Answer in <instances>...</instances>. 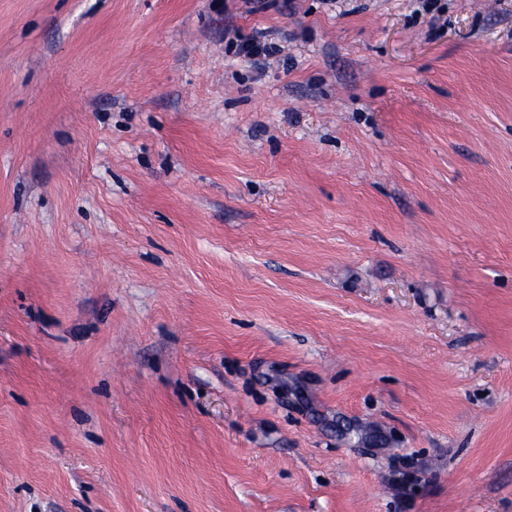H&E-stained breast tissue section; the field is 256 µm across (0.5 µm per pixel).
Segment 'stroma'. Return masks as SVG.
I'll list each match as a JSON object with an SVG mask.
<instances>
[{
    "mask_svg": "<svg viewBox=\"0 0 512 512\" xmlns=\"http://www.w3.org/2000/svg\"><path fill=\"white\" fill-rule=\"evenodd\" d=\"M440 5L0 0V512H512V0ZM228 43L236 46L239 54L247 57L253 66L266 65L267 58L277 53V47L267 42L263 33L246 36L239 29H229L226 32Z\"/></svg>",
    "mask_w": 512,
    "mask_h": 512,
    "instance_id": "stroma-1",
    "label": "stroma"
}]
</instances>
